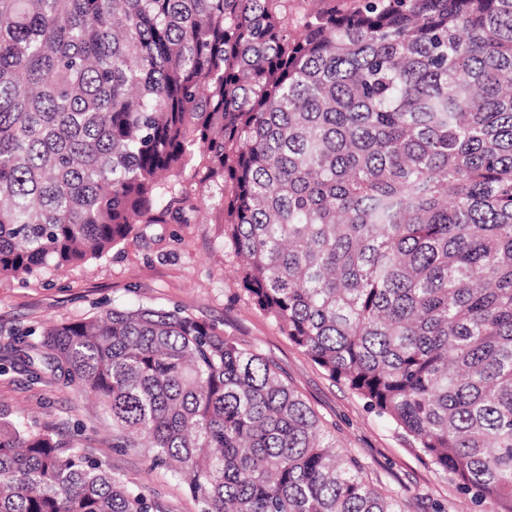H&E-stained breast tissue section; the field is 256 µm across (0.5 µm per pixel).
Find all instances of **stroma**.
<instances>
[{"label": "stroma", "mask_w": 512, "mask_h": 512, "mask_svg": "<svg viewBox=\"0 0 512 512\" xmlns=\"http://www.w3.org/2000/svg\"><path fill=\"white\" fill-rule=\"evenodd\" d=\"M222 227L198 213L189 224H139L107 256L27 280L0 277V346L11 333L88 318L112 308L182 309L217 324L225 336L273 360L282 378L315 410L340 448L362 461L369 479L398 492L409 512H476L448 475L434 468L385 418L331 379L251 302L222 248ZM0 412L47 426L112 472L136 478L160 512H199L184 479L150 468L140 448H118L112 420L69 387L34 383L17 371L0 374Z\"/></svg>", "instance_id": "35a3bbf8"}]
</instances>
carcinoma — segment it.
Masks as SVG:
<instances>
[{
	"label": "carcinoma",
	"instance_id": "obj_1",
	"mask_svg": "<svg viewBox=\"0 0 512 512\" xmlns=\"http://www.w3.org/2000/svg\"><path fill=\"white\" fill-rule=\"evenodd\" d=\"M204 211L255 307L479 512H512V0H0V277ZM200 512H408L179 309L20 335ZM0 512H159L0 421Z\"/></svg>",
	"mask_w": 512,
	"mask_h": 512
}]
</instances>
